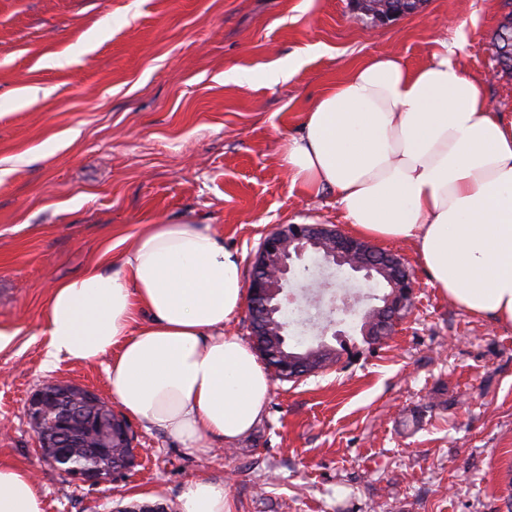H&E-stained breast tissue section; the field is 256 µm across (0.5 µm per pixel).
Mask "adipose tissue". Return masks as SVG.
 Listing matches in <instances>:
<instances>
[{"label":"adipose tissue","instance_id":"ef3b65f1","mask_svg":"<svg viewBox=\"0 0 512 512\" xmlns=\"http://www.w3.org/2000/svg\"><path fill=\"white\" fill-rule=\"evenodd\" d=\"M293 186L335 193L353 234L412 243L434 286L512 325V121L492 112L455 50L422 66L391 54L352 69L309 105L281 148ZM242 259L207 224L151 225L119 270L53 289L47 360L109 356L111 398L185 447L230 443L260 420L271 379L224 325L244 304ZM181 512H231L223 484L189 482ZM0 512H43L31 476L0 460Z\"/></svg>","mask_w":512,"mask_h":512}]
</instances>
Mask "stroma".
Here are the masks:
<instances>
[{"instance_id":"1","label":"stroma","mask_w":512,"mask_h":512,"mask_svg":"<svg viewBox=\"0 0 512 512\" xmlns=\"http://www.w3.org/2000/svg\"><path fill=\"white\" fill-rule=\"evenodd\" d=\"M512 0H426L380 23L350 0H0V458L28 471L44 512H180L195 479L223 483L233 512H512V327L443 297L409 243H382L414 284L394 334L366 343L305 323L306 282L282 304L292 341L339 359L273 380L254 428L221 453L131 421L135 464L99 485L44 464L25 415L49 379L108 398L107 359L46 365L52 289L119 264L162 219L209 224L251 269L276 227L345 222L333 193L292 186L278 155L311 100L385 52L411 68L464 36L461 60L493 111L512 117V74L492 38ZM296 58L278 83L269 70ZM256 74L253 85L231 70Z\"/></svg>"}]
</instances>
